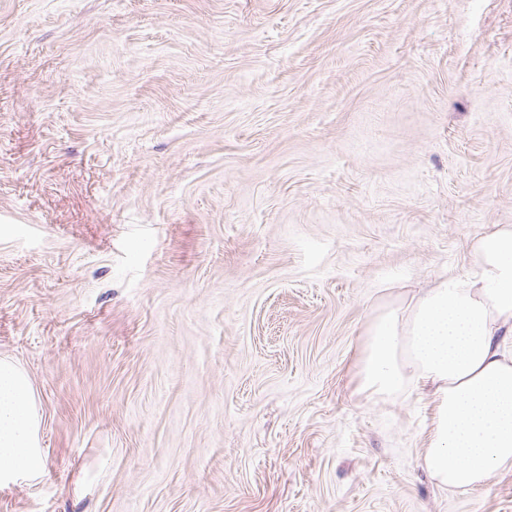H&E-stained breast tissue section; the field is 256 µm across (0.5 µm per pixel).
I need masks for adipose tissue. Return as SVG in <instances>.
<instances>
[{"label": "adipose tissue", "mask_w": 512, "mask_h": 512, "mask_svg": "<svg viewBox=\"0 0 512 512\" xmlns=\"http://www.w3.org/2000/svg\"><path fill=\"white\" fill-rule=\"evenodd\" d=\"M358 375L369 399L431 395L420 463L438 488L477 491L512 470V225L472 241L465 273L378 308ZM38 426L28 376L0 360V481L41 472Z\"/></svg>", "instance_id": "adipose-tissue-1"}]
</instances>
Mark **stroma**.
Returning a JSON list of instances; mask_svg holds the SVG:
<instances>
[{"label": "stroma", "instance_id": "35a3bbf8", "mask_svg": "<svg viewBox=\"0 0 512 512\" xmlns=\"http://www.w3.org/2000/svg\"><path fill=\"white\" fill-rule=\"evenodd\" d=\"M512 225V0H0V512H512L438 489L378 307ZM38 426L28 376L15 363L0 360V481L41 472Z\"/></svg>", "mask_w": 512, "mask_h": 512}]
</instances>
